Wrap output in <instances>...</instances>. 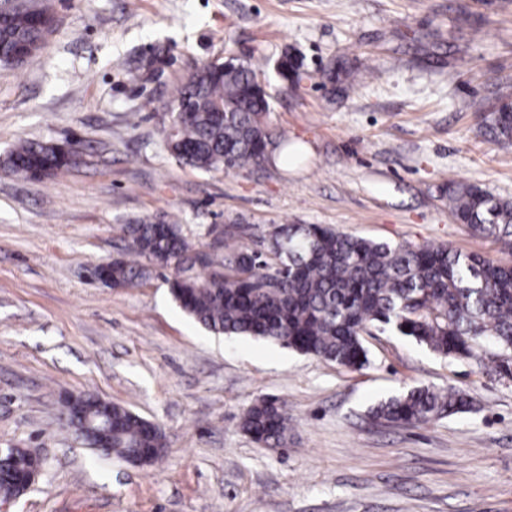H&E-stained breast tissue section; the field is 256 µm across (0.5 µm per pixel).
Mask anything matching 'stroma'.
I'll list each match as a JSON object with an SVG mask.
<instances>
[{"mask_svg": "<svg viewBox=\"0 0 512 512\" xmlns=\"http://www.w3.org/2000/svg\"><path fill=\"white\" fill-rule=\"evenodd\" d=\"M33 61L0 65V448L44 459L0 512H512V379L389 330L351 370L250 337L215 336L150 275L91 281L126 225L177 220L206 246L264 250L281 224L386 242L443 243L512 265L450 210L463 182L512 200V149L486 132L512 97V0H50ZM286 52L305 78L274 71ZM254 64L271 95L275 157L201 171L167 148L164 107L199 66ZM351 70L355 94L331 75ZM72 144L40 179L4 160L21 141ZM464 391L468 411L426 423L370 409L410 388ZM91 393L160 425L164 456L132 465L77 440L59 399ZM273 396L288 445L240 428ZM43 467V458L39 454L27 449V464L21 476L20 490L17 496H21L27 492L36 483L39 475L43 471Z\"/></svg>", "mask_w": 512, "mask_h": 512, "instance_id": "obj_1", "label": "stroma"}]
</instances>
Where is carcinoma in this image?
Returning a JSON list of instances; mask_svg holds the SVG:
<instances>
[{
    "label": "carcinoma",
    "instance_id": "obj_1",
    "mask_svg": "<svg viewBox=\"0 0 512 512\" xmlns=\"http://www.w3.org/2000/svg\"><path fill=\"white\" fill-rule=\"evenodd\" d=\"M50 5L15 6L0 15V63L16 42L28 44L33 59L51 32ZM301 62L285 54L279 78L301 80ZM252 63L234 57L222 67L196 68L178 89L187 107L176 134L165 132L170 152L204 171L243 169L267 159L278 147L265 126L269 93L255 84ZM489 133L512 147V101L493 113ZM10 171L32 178L52 175L71 161L55 147L21 142L9 154ZM454 218L476 235L490 236L512 250V202L496 199L476 185L448 189ZM288 244L273 237L268 253L277 275L269 279L263 253L245 247L200 257L180 225L160 216L127 226L125 257L99 265L114 286H135L156 269L168 275L170 293L194 321L215 334L249 336L350 369L368 363L363 333L369 327L395 329L434 352L476 359L512 377V265L465 255L442 244L390 245L354 237L319 224H286ZM84 420L92 428L109 422L105 443L119 457L164 452V433L131 410L101 409L86 396ZM460 391L418 387L371 409L376 418L423 423L468 409ZM291 415L286 406L263 398L241 419V429L269 447L288 444ZM18 469L0 468V498L17 491Z\"/></svg>",
    "mask_w": 512,
    "mask_h": 512
}]
</instances>
